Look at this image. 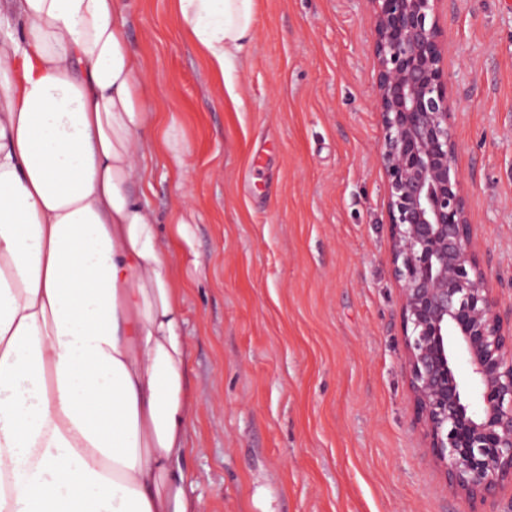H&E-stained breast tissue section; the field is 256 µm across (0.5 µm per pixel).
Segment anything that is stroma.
<instances>
[{
	"mask_svg": "<svg viewBox=\"0 0 512 512\" xmlns=\"http://www.w3.org/2000/svg\"><path fill=\"white\" fill-rule=\"evenodd\" d=\"M164 119L160 222L195 212L181 273L204 400L184 461L203 512H468L413 417L390 264L367 0H260L240 103L173 0H122ZM446 65L474 232L512 302V0H454Z\"/></svg>",
	"mask_w": 512,
	"mask_h": 512,
	"instance_id": "35a3bbf8",
	"label": "stroma"
}]
</instances>
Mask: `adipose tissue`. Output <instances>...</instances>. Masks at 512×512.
I'll return each mask as SVG.
<instances>
[{
    "instance_id": "ef3b65f1",
    "label": "adipose tissue",
    "mask_w": 512,
    "mask_h": 512,
    "mask_svg": "<svg viewBox=\"0 0 512 512\" xmlns=\"http://www.w3.org/2000/svg\"><path fill=\"white\" fill-rule=\"evenodd\" d=\"M238 99L258 0H174ZM0 512H203L183 462L201 403L179 266L146 200L162 114L118 0L0 10Z\"/></svg>"
}]
</instances>
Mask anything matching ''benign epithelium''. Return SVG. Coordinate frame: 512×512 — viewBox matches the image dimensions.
Wrapping results in <instances>:
<instances>
[{
	"mask_svg": "<svg viewBox=\"0 0 512 512\" xmlns=\"http://www.w3.org/2000/svg\"><path fill=\"white\" fill-rule=\"evenodd\" d=\"M390 262L414 418L448 495L496 512L512 490V305L470 221L445 69V0H367Z\"/></svg>",
	"mask_w": 512,
	"mask_h": 512,
	"instance_id": "obj_1",
	"label": "benign epithelium"
}]
</instances>
